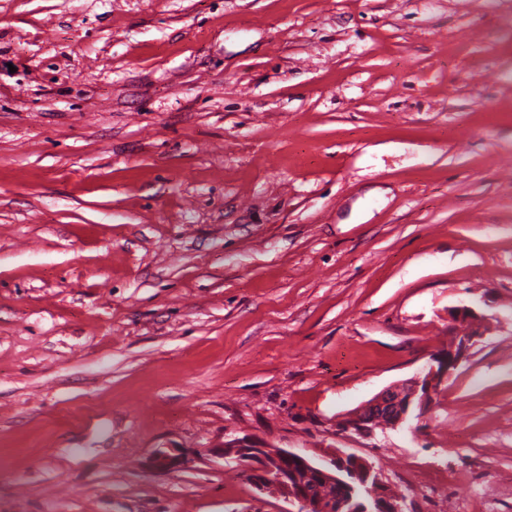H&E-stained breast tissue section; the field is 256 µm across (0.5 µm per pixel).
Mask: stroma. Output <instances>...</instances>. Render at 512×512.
<instances>
[{
	"label": "stroma",
	"mask_w": 512,
	"mask_h": 512,
	"mask_svg": "<svg viewBox=\"0 0 512 512\" xmlns=\"http://www.w3.org/2000/svg\"><path fill=\"white\" fill-rule=\"evenodd\" d=\"M246 434L512 512V0H0V512H288ZM455 327L448 336V345L433 354L427 366L414 377L394 383L364 405L346 414L336 423V432L344 436L370 437L377 428L378 416L390 419L389 428L410 425L416 429L434 408V396L448 384L455 372L471 357L472 349L486 336V316L474 307H456L452 313ZM196 453L182 448L157 449L151 456V466L159 471H171L188 468Z\"/></svg>",
	"instance_id": "obj_1"
}]
</instances>
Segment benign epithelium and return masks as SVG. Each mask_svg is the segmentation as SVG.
Here are the masks:
<instances>
[{
  "instance_id": "7a95c632",
  "label": "benign epithelium",
  "mask_w": 512,
  "mask_h": 512,
  "mask_svg": "<svg viewBox=\"0 0 512 512\" xmlns=\"http://www.w3.org/2000/svg\"><path fill=\"white\" fill-rule=\"evenodd\" d=\"M455 327L448 336V345L433 354L427 366L414 377L394 383L364 405L346 414L336 422V431L344 436L370 437L376 429L377 417L390 419L389 427L395 429L416 422L421 426L434 408V396L448 384L455 372L471 357L472 349L488 332L486 316L471 306L453 310ZM209 452L221 457L232 456L244 476L261 494L282 496L298 506L296 512H331V508L312 500L302 487L292 481L287 461L297 462L306 471H312L331 483L347 488L349 494L363 489L371 498V506H360V512H402V506L379 490V473L365 461L347 455L336 457L328 463H317L297 452L272 448L264 441L243 436L226 443L224 448H211ZM196 453L182 448L156 450L150 459L151 466L159 471L189 467Z\"/></svg>"
}]
</instances>
